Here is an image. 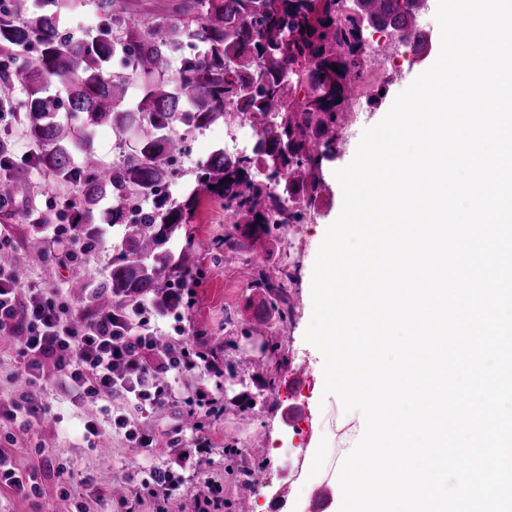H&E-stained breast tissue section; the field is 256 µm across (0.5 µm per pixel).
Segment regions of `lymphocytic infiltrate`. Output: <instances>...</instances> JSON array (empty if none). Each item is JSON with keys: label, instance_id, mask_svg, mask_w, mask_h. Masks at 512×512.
<instances>
[{"label": "lymphocytic infiltrate", "instance_id": "f902f5d3", "mask_svg": "<svg viewBox=\"0 0 512 512\" xmlns=\"http://www.w3.org/2000/svg\"><path fill=\"white\" fill-rule=\"evenodd\" d=\"M44 227L49 254L60 256L62 265L80 268L85 251L73 225L48 220ZM159 315L156 304L148 300L107 313L93 304L79 308L68 285L46 288L0 264V331L17 335L12 358L18 372L35 383L42 377L44 361H52L75 400L110 413L105 425L99 413L84 415L82 437L90 444L110 434L130 448L147 450L154 434L145 418L180 400L169 374L201 370L223 378L217 356L200 357L176 341L160 344L154 324ZM115 401L132 404L135 415L111 412ZM44 413L33 392L0 398V424L31 430L40 425ZM193 433L191 447L178 449L174 464L149 463L141 473H124L127 492L120 499H113L110 485L94 475L84 476L89 497L97 503L116 501L120 512H172L183 484L182 471L199 470L212 452L204 423H197ZM2 488L21 498L41 494L36 470L19 467L5 448H0Z\"/></svg>", "mask_w": 512, "mask_h": 512}]
</instances>
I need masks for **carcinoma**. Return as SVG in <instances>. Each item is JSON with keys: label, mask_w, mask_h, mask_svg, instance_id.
<instances>
[{"label": "carcinoma", "mask_w": 512, "mask_h": 512, "mask_svg": "<svg viewBox=\"0 0 512 512\" xmlns=\"http://www.w3.org/2000/svg\"><path fill=\"white\" fill-rule=\"evenodd\" d=\"M101 27L89 37L62 36L58 13L81 0H0V112H24L29 158L11 162L0 177V201L26 193L36 166L59 181L78 184L80 238L90 247L99 222L123 227L119 253L95 298L108 311L145 298L161 299L181 288L183 305L193 295L200 247L177 239L204 198L220 203L239 224L272 235L304 218L303 206L286 199L315 201L319 171L336 153V127L349 86L362 77L373 45L397 42L417 51L413 38L421 0H95ZM379 39H374V34ZM37 42L35 60L17 62L15 49ZM198 52L175 74L168 60L182 44ZM128 51L131 75L144 89L130 110L122 108L129 77L109 70L117 49ZM57 80L69 112L85 114L91 127L129 123L139 132L136 151L103 166L92 149L58 118L61 106L50 93ZM19 83L23 99L12 96ZM302 99L290 98L292 86ZM259 123L263 136L250 156L216 150L197 170L189 190L173 195L177 180L169 159L186 146L189 129H203L235 115ZM257 284L286 303L281 285L258 274Z\"/></svg>", "instance_id": "obj_1"}]
</instances>
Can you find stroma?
Instances as JSON below:
<instances>
[{"label":"stroma","mask_w":512,"mask_h":512,"mask_svg":"<svg viewBox=\"0 0 512 512\" xmlns=\"http://www.w3.org/2000/svg\"><path fill=\"white\" fill-rule=\"evenodd\" d=\"M432 64L428 58L417 64L404 62L397 69H378L372 61H365L360 90L367 103L360 112L345 110L337 130L344 144L332 160L324 162L318 197L302 223L288 225L273 238L255 237L244 225L234 223L230 212L218 202L205 200L180 238L171 244L177 251L190 237L217 243L216 249L199 259L202 275L194 289L191 309L183 319L165 317L157 324L169 336L181 333L190 344L216 350L235 368V378L219 382L197 373L175 379L182 395H191L203 385L213 389L219 400L217 411L203 418L218 449L204 475L223 483L224 512H270L274 503L279 505V512H310L307 484L333 488L332 476L341 467L345 449L360 438L359 419L344 411L338 397L324 395L321 354L304 338L313 309L312 271L325 232L342 209V190L335 170L351 162L363 129L378 123L395 97ZM381 87L386 90L385 98L369 105V98ZM223 145V123L202 129L181 160V177L173 184V191L192 184L201 163ZM60 194L74 197L78 188H64L46 180L31 185L25 196L0 210V225L8 231L27 277L48 287L70 277L71 272L56 264L46 265L43 255L30 249L29 241L39 227L27 222L25 210L32 201L43 203ZM259 254L265 255V264L255 263ZM262 270L281 283L287 299L286 317H279L269 308L265 289L255 287ZM298 371L307 375L301 386L290 379ZM43 374L41 400L46 414L36 430L16 431L12 447L20 467L39 464L42 494L22 499L2 490L0 512H77L81 504L88 512H108L107 506L88 500L82 477L97 476L111 484L118 497L125 492L122 472L135 471L142 458L118 437L104 438L102 451L89 448L81 438L79 421L86 404L71 397L52 364H45ZM243 392L254 395V406L239 402ZM183 412V407H171L148 418V426L157 435L156 446L147 457L151 462L159 464L174 458L170 431L182 423ZM41 442L67 458L73 474L68 487H61L58 481L55 460L35 462L33 450ZM315 444L327 450L323 463L303 470L307 450ZM251 478L256 487L248 493L244 485Z\"/></svg>","instance_id":"35a3bbf8"}]
</instances>
